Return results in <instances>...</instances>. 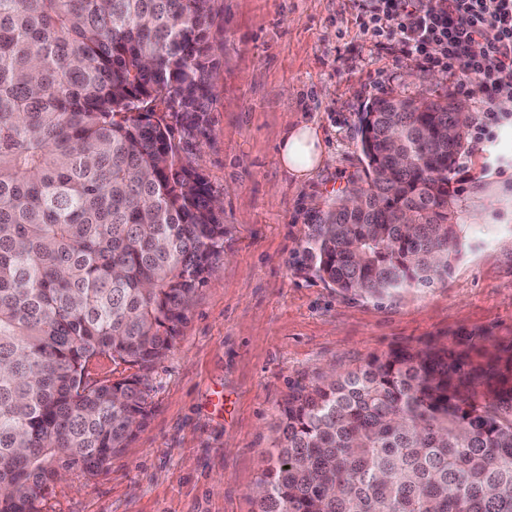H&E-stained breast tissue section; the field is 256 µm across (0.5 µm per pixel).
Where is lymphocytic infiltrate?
Returning <instances> with one entry per match:
<instances>
[{
  "mask_svg": "<svg viewBox=\"0 0 512 512\" xmlns=\"http://www.w3.org/2000/svg\"><path fill=\"white\" fill-rule=\"evenodd\" d=\"M359 25L374 38L446 69L468 95L512 97V0H362Z\"/></svg>",
  "mask_w": 512,
  "mask_h": 512,
  "instance_id": "f902f5d3",
  "label": "lymphocytic infiltrate"
}]
</instances>
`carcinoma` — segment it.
<instances>
[{
    "label": "carcinoma",
    "mask_w": 512,
    "mask_h": 512,
    "mask_svg": "<svg viewBox=\"0 0 512 512\" xmlns=\"http://www.w3.org/2000/svg\"><path fill=\"white\" fill-rule=\"evenodd\" d=\"M213 2L0 0V512H40L62 473L94 475L126 446L145 379L90 382L89 364L165 355L224 252V211L174 133L211 94ZM457 103L362 113L364 207L337 199L313 247L334 288L448 273ZM280 420L258 512H512V346L477 364L372 357L292 392Z\"/></svg>",
    "instance_id": "obj_1"
}]
</instances>
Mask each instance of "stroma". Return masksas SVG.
Segmentation results:
<instances>
[{
	"label": "stroma",
	"instance_id": "35a3bbf8",
	"mask_svg": "<svg viewBox=\"0 0 512 512\" xmlns=\"http://www.w3.org/2000/svg\"><path fill=\"white\" fill-rule=\"evenodd\" d=\"M214 91L187 157L224 209V252L171 350L143 374L152 411L98 473L51 484L41 512H257L281 404L329 372L398 348L512 345V112L467 137L450 173L461 253L447 277L383 295L318 275V218L361 174L359 118L377 98L445 97L463 71L375 46L356 0H215ZM331 155L299 181L278 160L291 125Z\"/></svg>",
	"mask_w": 512,
	"mask_h": 512
}]
</instances>
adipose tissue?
Listing matches in <instances>:
<instances>
[{"mask_svg": "<svg viewBox=\"0 0 512 512\" xmlns=\"http://www.w3.org/2000/svg\"><path fill=\"white\" fill-rule=\"evenodd\" d=\"M281 166L295 179L302 180L330 159L318 128L311 124L292 126L278 147Z\"/></svg>", "mask_w": 512, "mask_h": 512, "instance_id": "1", "label": "adipose tissue"}]
</instances>
